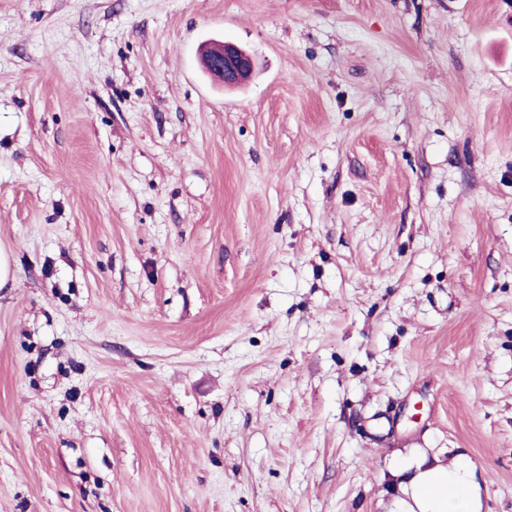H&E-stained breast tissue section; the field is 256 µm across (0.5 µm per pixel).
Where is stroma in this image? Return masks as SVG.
<instances>
[{"label":"stroma","instance_id":"stroma-1","mask_svg":"<svg viewBox=\"0 0 512 512\" xmlns=\"http://www.w3.org/2000/svg\"><path fill=\"white\" fill-rule=\"evenodd\" d=\"M0 253V512H512V0H0ZM202 54L227 87L239 84L254 69V60L247 52L221 40L206 42L202 46ZM208 64H205L206 72L211 75L213 71ZM406 471L410 476L400 483L397 512H481L476 473L462 457L448 463L421 451Z\"/></svg>","mask_w":512,"mask_h":512}]
</instances>
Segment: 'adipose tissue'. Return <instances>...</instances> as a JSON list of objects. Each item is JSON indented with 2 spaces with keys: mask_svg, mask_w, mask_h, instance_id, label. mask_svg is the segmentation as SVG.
I'll return each mask as SVG.
<instances>
[{
  "mask_svg": "<svg viewBox=\"0 0 512 512\" xmlns=\"http://www.w3.org/2000/svg\"><path fill=\"white\" fill-rule=\"evenodd\" d=\"M400 484L399 512H480L475 471L463 458L446 460L418 452Z\"/></svg>",
  "mask_w": 512,
  "mask_h": 512,
  "instance_id": "ef3b65f1",
  "label": "adipose tissue"
}]
</instances>
